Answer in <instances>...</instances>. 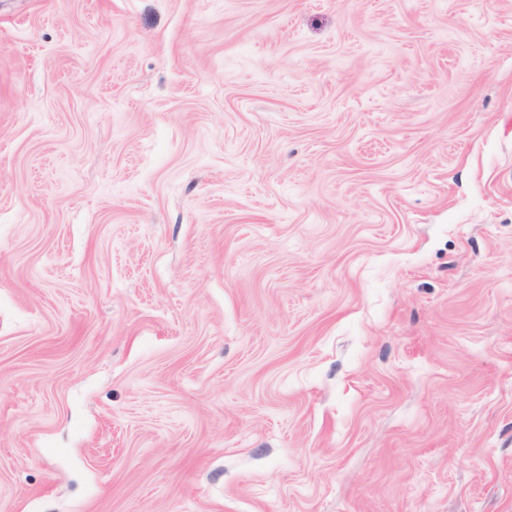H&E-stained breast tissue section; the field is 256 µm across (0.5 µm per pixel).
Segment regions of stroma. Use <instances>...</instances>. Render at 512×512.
Wrapping results in <instances>:
<instances>
[{"label": "stroma", "mask_w": 512, "mask_h": 512, "mask_svg": "<svg viewBox=\"0 0 512 512\" xmlns=\"http://www.w3.org/2000/svg\"><path fill=\"white\" fill-rule=\"evenodd\" d=\"M0 512H512V0H0Z\"/></svg>", "instance_id": "35a3bbf8"}]
</instances>
